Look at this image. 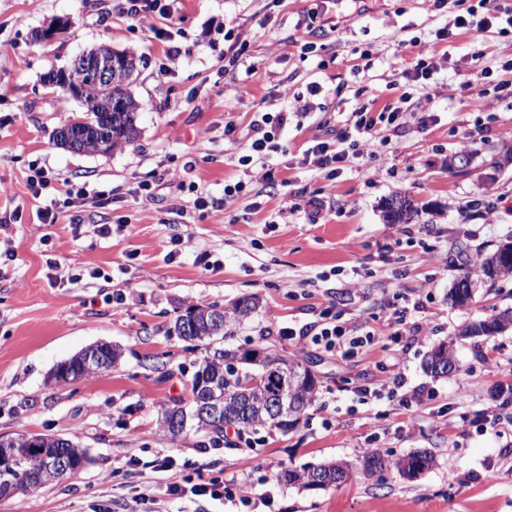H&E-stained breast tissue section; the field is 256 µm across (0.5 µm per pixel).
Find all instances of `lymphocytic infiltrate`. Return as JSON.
I'll use <instances>...</instances> for the list:
<instances>
[{
	"instance_id": "obj_1",
	"label": "lymphocytic infiltrate",
	"mask_w": 512,
	"mask_h": 512,
	"mask_svg": "<svg viewBox=\"0 0 512 512\" xmlns=\"http://www.w3.org/2000/svg\"><path fill=\"white\" fill-rule=\"evenodd\" d=\"M456 3L457 12L450 15L445 26L438 29L433 39L421 47L410 68L402 71L401 78L406 90L397 102L379 107L373 99H363L337 130L335 140L320 139L307 149L304 163L335 172L340 170L342 164L356 163L369 156L375 142H390L392 136L399 133L405 105L411 99L412 90L429 89L440 44L461 30L474 32L480 38L495 29L502 33L512 29V5H502L501 0H478L474 6L466 5L465 0H456ZM480 74L489 79L490 85L469 96L468 106L471 111L485 112L500 100L512 99V58L498 61L493 68L484 67ZM285 120L286 115L282 112H257L244 144V153L238 159L246 179L276 186L275 170L267 164L266 159L280 149L273 129ZM27 184L33 198L45 201L44 206L36 212L42 224L56 223L60 209L77 207L80 200L89 195L88 189L84 187L75 190L61 188L58 179L41 167L32 168ZM310 341L328 352H337L344 357L364 358L374 349L378 339L371 331L362 336H350L347 322L341 314L326 312ZM260 467L256 456L248 453L240 460V479L226 480L217 476L188 486L174 481L167 483L166 491L173 496L189 494L219 504L236 499L247 505L251 502L248 494L249 479Z\"/></svg>"
}]
</instances>
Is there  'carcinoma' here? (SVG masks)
Returning <instances> with one entry per match:
<instances>
[{
	"instance_id": "cac0c4a2",
	"label": "carcinoma",
	"mask_w": 512,
	"mask_h": 512,
	"mask_svg": "<svg viewBox=\"0 0 512 512\" xmlns=\"http://www.w3.org/2000/svg\"><path fill=\"white\" fill-rule=\"evenodd\" d=\"M116 64L129 65L124 79L112 84V92H107L89 82V76L82 80V92L73 95V91L63 86L64 77L60 71L48 72L43 81L57 80L61 94L74 97L83 108V115L74 122L62 126L54 132L55 141L73 152L110 154L136 141L139 136L137 125L141 105L131 93V79L136 71L134 64L141 61L133 52L112 51ZM415 212L412 201L404 195L395 194L385 201L384 216L392 224H404ZM464 271L451 292L453 301L467 305L473 296L472 273L468 262H463ZM480 272L492 277L512 274V240L484 256L479 262ZM258 307L253 297H244L224 308V318L220 323L213 321L216 304H198L186 309L177 316L169 332L182 340L195 343V346L211 347L214 337L229 336L233 327L250 317ZM512 327V308H506L486 320L471 323L462 330L464 336H492ZM431 373L437 377L448 376V370L456 369L453 349L447 344L435 347L427 363ZM194 371L190 376L189 400L191 412H196L200 401L205 399L206 391L201 381L217 380L224 387V420L203 422L196 420L197 430L210 435L213 446L224 443V429L234 426L237 435H247L258 427L279 430L287 433L299 426L306 411L314 404L316 380L309 370L297 360H286L273 350H247L241 354L216 350L193 363ZM282 393L287 406V415L274 421L266 395ZM182 402L176 401L164 409L162 426L164 431L175 440L182 431H175L169 425L170 417L180 416L187 420L188 409ZM434 458L427 453L414 452L398 458L380 450H371L361 458L351 462L336 460L320 465H312L301 470L284 469L279 480L288 485H299L307 489H325L347 481L353 474L359 473L366 478H382L390 469L411 480L432 467ZM56 482V478L43 470L38 453L29 456L25 464L24 482L13 496H25Z\"/></svg>"
}]
</instances>
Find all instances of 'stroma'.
Listing matches in <instances>:
<instances>
[{"label": "stroma", "mask_w": 512, "mask_h": 512, "mask_svg": "<svg viewBox=\"0 0 512 512\" xmlns=\"http://www.w3.org/2000/svg\"><path fill=\"white\" fill-rule=\"evenodd\" d=\"M313 0H178L163 42L120 16L118 0H0V219L20 211L21 220L0 222V435L58 434L85 448L91 465L71 480L24 498L26 512H216V505L167 495L166 482L216 475L232 478L248 448L269 465L251 482L253 512H512V329L466 338L464 325L512 308V275L476 280L474 297L455 306L450 292L459 275L458 253L474 258L512 238V211L499 209L486 223L482 207L496 195L512 198V163L495 162L512 149V104H498L483 139L468 150L470 163L452 169L448 160L474 126L466 98L481 87V63L512 55V35L476 42L463 33L448 44V58L430 81L435 124L407 120L396 143L374 146L372 158L345 166L323 217L284 214L283 196L307 200L327 183L323 171L305 166L304 151L328 130L340 128L358 92L380 102L397 101L399 76L420 43L443 27L452 4L434 0H339L331 17L340 31L316 30V52L302 53L295 24ZM73 25L52 42L33 31L58 17ZM243 31L250 46L237 63L227 59V31ZM107 45L146 56L132 90L141 102L136 143L109 155L78 153L54 144V131L81 107L41 78L70 65L82 51ZM180 58L168 75L159 65L167 46ZM370 60H363L362 52ZM319 84L313 111L294 112L292 97ZM289 87L292 96L280 95ZM285 112L276 129L282 146L271 163L283 187L254 182L228 198L225 186L244 177L238 163L255 110ZM58 178L111 192L102 202L87 198L78 217L62 212L54 224L38 223L39 206L26 183L30 162ZM196 193L176 190L184 164ZM149 180L152 195L139 193ZM395 194L413 200L418 214L406 224L387 223L383 202ZM212 199L198 209L197 196ZM128 218L129 230L101 236L99 225ZM184 239L174 250L173 239ZM57 267L48 269L46 255ZM219 262L216 270L205 261ZM100 277H91V270ZM127 294L117 303L116 294ZM256 297L255 313L224 349L269 348L296 359L317 380L314 405L294 431L259 430L249 443L227 432L224 447L204 446L205 435L188 423L179 439L161 429L163 408L188 400L186 372L199 350L171 335L177 315L199 303L227 305ZM342 311L355 335L375 331L379 342L368 359L345 360L304 338L282 340L276 331L318 321L325 309ZM406 310L408 330L390 342L382 316ZM427 326L414 339L412 325ZM97 342L118 346L114 367L60 386L47 375L58 363ZM452 346L458 368L443 378L425 370L434 346ZM399 354L408 388L420 399L398 406L389 393L385 366ZM499 375L485 376L487 355ZM370 383L379 398L358 393ZM377 448L396 456L425 451L433 467L409 481L397 472L383 480L352 478L326 489L286 486L282 468L300 469L339 459H358ZM172 456L168 472L128 466L129 458ZM148 492L149 501L139 498ZM271 497L263 505L262 497ZM15 499H0L14 512Z\"/></svg>", "instance_id": "1"}]
</instances>
